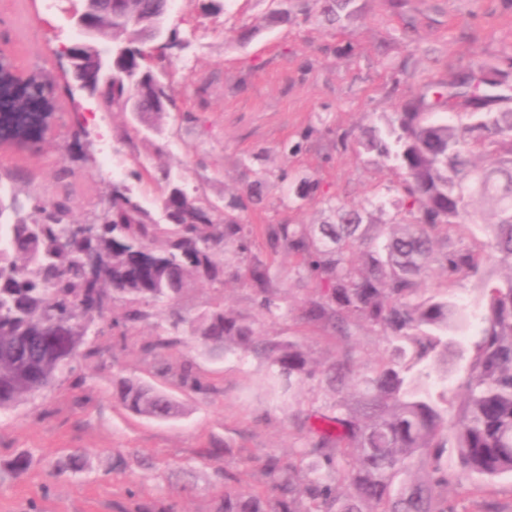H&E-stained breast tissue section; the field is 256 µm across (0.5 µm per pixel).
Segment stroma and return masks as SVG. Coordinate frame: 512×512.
Instances as JSON below:
<instances>
[{
    "instance_id": "1",
    "label": "stroma",
    "mask_w": 512,
    "mask_h": 512,
    "mask_svg": "<svg viewBox=\"0 0 512 512\" xmlns=\"http://www.w3.org/2000/svg\"><path fill=\"white\" fill-rule=\"evenodd\" d=\"M71 0H0V51L15 73L53 83L51 129L39 141L0 143V184L19 199L41 194L67 198L75 223L95 221L112 193V175L100 145L112 139L120 173L137 164L151 172L170 170L199 194L221 202L243 193L259 169L308 176L321 191L352 204L377 196L397 199L403 176L358 144L363 127L393 112L428 80L451 81L461 69L501 63L512 49V0H405L402 13L388 0H357L340 27L321 25L317 4L289 21L272 19L270 0H224V12L204 14L200 0H173L166 19L185 41L173 49L178 71L171 87L174 105L159 124L162 134L135 132L129 113L106 109L77 88L61 46L74 40L68 23ZM254 28L246 45L235 35ZM86 134L73 142L76 127ZM310 129L305 150L283 151L297 132ZM261 160L243 166L244 156ZM253 227L249 259L273 262L286 316L264 320L260 337L298 341L318 376L292 389L277 384L259 359L217 355L193 336L147 353L157 323L175 314L195 318L216 303L253 315L257 304L246 282L249 259L224 270L216 288L195 281L174 303H159L148 320L126 336L93 337L94 357L79 360L72 374L28 403L0 413V512H216L224 474L241 489H269L267 457L298 462L307 440L292 423L298 412L332 403L320 371L341 342L304 319V301L315 283L298 281L295 256L271 253L264 227L280 222L315 224L319 205L294 208L278 189L245 215ZM512 272L486 261L479 275L448 282L433 272L425 296L445 297L462 314L457 346L448 350V378L432 392L447 391L448 415L456 417L475 345L481 338L486 287ZM352 341L361 366L393 350L391 337L358 321ZM210 389L194 393L180 384L183 369ZM167 395L177 416L157 420L133 414L119 400L125 381ZM28 454L22 475L12 460ZM450 512H512V475L477 478L469 491L448 488Z\"/></svg>"
}]
</instances>
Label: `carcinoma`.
<instances>
[{
	"instance_id": "obj_1",
	"label": "carcinoma",
	"mask_w": 512,
	"mask_h": 512,
	"mask_svg": "<svg viewBox=\"0 0 512 512\" xmlns=\"http://www.w3.org/2000/svg\"><path fill=\"white\" fill-rule=\"evenodd\" d=\"M355 0H322L330 26L352 14ZM168 0H121L112 15L99 18L112 28V65L102 69L86 55L77 61L87 90L105 105L133 114L147 131L173 106L170 88L177 74L169 56L149 49ZM511 69L480 65L449 83L429 81L397 112L383 114L363 129L359 144L403 174L402 195L354 207L318 195L319 183L277 177L288 197L319 202L334 221L270 224L266 238L298 257L296 275L320 286L307 302L306 319L331 330L343 344L323 370L340 394L328 410L296 419L307 437L301 459L309 464L265 463L270 489L234 488L224 472L218 512H450L444 492L453 480L466 488L474 476L512 474V277L487 287L482 337L469 367L468 397L448 420V393L425 388L439 361H448V330L459 316L446 299L420 298V284L436 261L448 281L480 273L485 258L512 269V54ZM461 100L466 123L438 117ZM161 184L162 220L155 219L125 181L112 184L96 231L66 238L71 223L67 199L28 197L22 203L0 187V410L13 409L92 356L90 327L103 317L110 296L128 305L110 327L125 334L150 316L147 307L177 298L192 277L222 283L224 261L250 246L253 230L242 212L264 200L265 175L219 210L189 191L170 172H131ZM10 196L9 205L3 198ZM393 221H381L386 206ZM493 211L480 249L450 244L462 224L484 223L480 207ZM28 216H22L24 209ZM13 222H3L6 211ZM97 259L94 271L86 256ZM277 273L254 262L247 280L261 314L282 316ZM360 319L398 342L391 360L361 368L351 341L350 321ZM188 327L209 352L236 350L268 362L272 375L291 387L312 374L301 346L288 339L256 336L254 321L221 303L188 320L173 318L152 353L178 343ZM119 399L129 411L156 419L175 412L170 398L125 382ZM453 448L459 470L448 476L444 455Z\"/></svg>"
}]
</instances>
